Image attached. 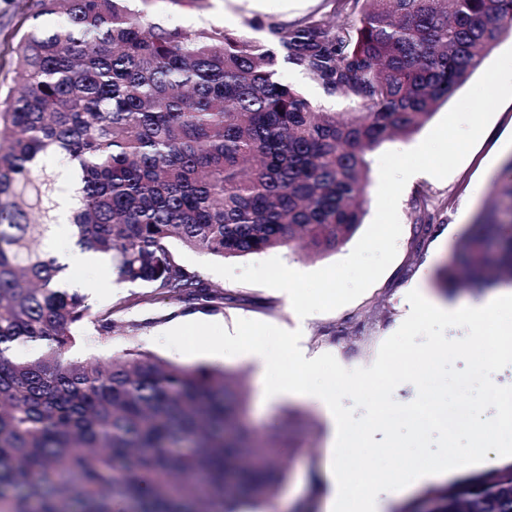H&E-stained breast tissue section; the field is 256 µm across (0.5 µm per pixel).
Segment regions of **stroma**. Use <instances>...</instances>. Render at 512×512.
<instances>
[{"label":"stroma","mask_w":512,"mask_h":512,"mask_svg":"<svg viewBox=\"0 0 512 512\" xmlns=\"http://www.w3.org/2000/svg\"><path fill=\"white\" fill-rule=\"evenodd\" d=\"M262 10H255L252 0H205L202 8L173 4L172 0H148L145 9L163 15L171 23L185 27L215 25L253 40H264L263 22L275 20L294 23L314 16L327 24L354 28L357 14H343L337 0H262ZM24 0H0V84L10 85L19 38ZM283 79L298 89L315 106L330 112H351L354 102L347 96L328 95L302 71L282 65ZM424 124L407 138L386 141L368 156L370 183L365 194L364 224H371L376 214L379 184V158L387 151H406L416 147L431 131ZM512 157V100L494 113L487 128L462 163L446 178L423 173L408 182L398 203L402 232L397 255L382 276L354 301L329 312L298 319L289 296L261 285L237 282L203 267L204 253L175 247L177 258L205 283L221 288L231 296L223 309H203L206 321L234 331L241 319L262 321L279 328L301 331V343L310 350L332 354L347 369L367 367L375 361L381 344L394 334L408 312L407 295L415 288L437 294L435 284L439 268L456 261V246L467 224L492 199L497 178L502 177L506 159ZM429 219L432 228L426 238L416 235L420 219ZM347 241L336 251L312 256L298 248L278 247L260 253L231 258L234 266L277 257L297 271L310 272L347 257L354 248ZM187 303H173L161 298H142L130 309L116 316L109 343L101 345L87 336L78 337L72 354L87 360L103 354L118 355L139 348L174 364H205L223 368L240 384L244 407L241 419L262 444L287 448L281 463L287 473L278 491L259 507L243 504L242 512H322L323 491L317 480L324 461V422L321 414L305 400L291 397L276 402L265 401L264 379L258 365L241 356L215 357L185 355L166 348L157 341L168 331L174 318L192 312Z\"/></svg>","instance_id":"stroma-1"}]
</instances>
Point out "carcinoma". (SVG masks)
<instances>
[{
    "mask_svg": "<svg viewBox=\"0 0 512 512\" xmlns=\"http://www.w3.org/2000/svg\"><path fill=\"white\" fill-rule=\"evenodd\" d=\"M135 0H30L0 87V512H239L286 480L238 423L224 371L128 349L71 355L111 337L113 310L61 285L38 244L68 195L76 245L117 279L213 310L224 293L171 242L221 258L303 241L333 252L362 224L367 155L417 132L512 33V0H339L356 37L313 17L256 21L255 41L186 28ZM356 112H323L278 63ZM59 156L75 188L45 160ZM458 244L447 293L512 284V159ZM399 512H512V465L433 488Z\"/></svg>",
    "mask_w": 512,
    "mask_h": 512,
    "instance_id": "carcinoma-1",
    "label": "carcinoma"
}]
</instances>
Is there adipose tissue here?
Returning a JSON list of instances; mask_svg holds the SVG:
<instances>
[{"instance_id": "obj_1", "label": "adipose tissue", "mask_w": 512, "mask_h": 512, "mask_svg": "<svg viewBox=\"0 0 512 512\" xmlns=\"http://www.w3.org/2000/svg\"><path fill=\"white\" fill-rule=\"evenodd\" d=\"M286 393L316 405L327 425L326 460L321 470L323 512H384L379 486L394 485L405 491L422 483L441 482L481 465L491 453L502 462L512 461V446L497 448L493 445L502 431H512V408H509L500 413L492 426L473 429L466 445L448 446L443 457L433 462L415 463L405 457L402 448L394 446L390 452L396 458L395 465L383 471L368 467L353 479L348 475L347 451L365 446L364 433L348 430L336 410L332 395L317 385L305 383L302 377L291 378L285 384H270L265 397L273 401Z\"/></svg>"}]
</instances>
